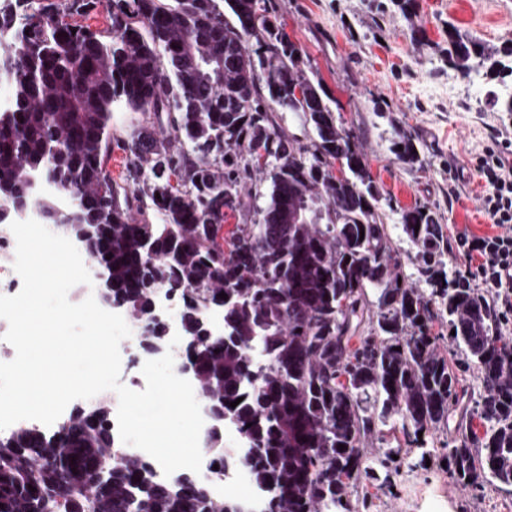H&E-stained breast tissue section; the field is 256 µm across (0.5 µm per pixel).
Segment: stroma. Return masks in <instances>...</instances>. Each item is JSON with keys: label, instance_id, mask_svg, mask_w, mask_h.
<instances>
[{"label": "stroma", "instance_id": "obj_1", "mask_svg": "<svg viewBox=\"0 0 512 512\" xmlns=\"http://www.w3.org/2000/svg\"><path fill=\"white\" fill-rule=\"evenodd\" d=\"M272 8V21L300 45L338 102L337 119L359 135L410 285L426 283L409 258L404 209L429 206L452 242L500 234L482 207L484 183L476 169L486 154L500 151L499 132H512V116L498 102L512 91V76L490 75L477 62L461 77L439 48L451 24L490 48H512V0H414L408 14L390 0H273ZM417 28L427 46L414 40ZM400 128L415 140V165L398 162L392 152ZM388 472L389 484L353 492L356 512H512L511 487L462 488L438 460L427 465L419 455H402Z\"/></svg>", "mask_w": 512, "mask_h": 512}]
</instances>
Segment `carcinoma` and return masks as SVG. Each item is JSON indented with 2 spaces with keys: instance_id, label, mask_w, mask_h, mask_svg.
I'll list each match as a JSON object with an SVG mask.
<instances>
[{
  "instance_id": "obj_1",
  "label": "carcinoma",
  "mask_w": 512,
  "mask_h": 512,
  "mask_svg": "<svg viewBox=\"0 0 512 512\" xmlns=\"http://www.w3.org/2000/svg\"><path fill=\"white\" fill-rule=\"evenodd\" d=\"M259 2L110 0L105 36L71 21L95 0H66L62 10L0 0V79L12 101L0 108V203L9 204L0 223L19 218L18 204L74 236L97 225L88 255L138 323L143 351L164 336L152 318L155 290L175 295L185 333L201 342L186 359L199 396L242 436L224 468H247L259 512H353L352 492L378 480L364 448L381 427L401 423L406 454L424 459L456 408L483 433L459 427L450 475L472 489L512 487L508 313L484 269L448 272V234L425 205L401 219L430 291L402 279L358 135L336 122L301 47ZM474 55L512 75L498 52L448 24V67L467 78ZM118 102L145 116L123 141L121 184L105 164ZM285 112L315 138L288 134ZM397 136L396 160L419 162L413 138ZM265 172L270 203L258 221L223 231L248 205L243 179ZM36 177L67 192L71 208L34 196ZM218 303L219 338L205 335ZM445 318L466 351L455 365L433 332ZM472 367L483 393L471 408L461 381ZM110 413L106 397L50 433L0 435V512H249L190 473L162 478L124 456ZM105 461L112 468L94 479Z\"/></svg>"
}]
</instances>
